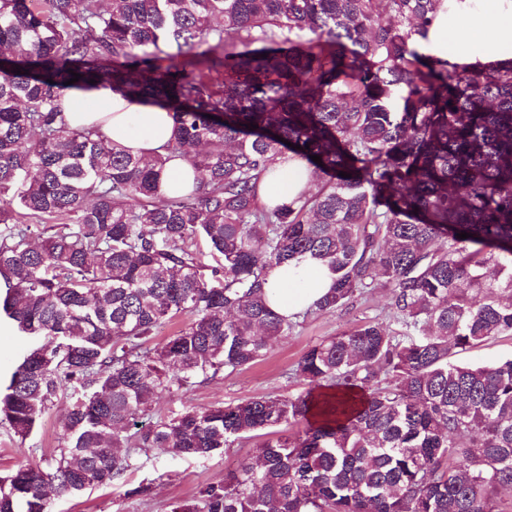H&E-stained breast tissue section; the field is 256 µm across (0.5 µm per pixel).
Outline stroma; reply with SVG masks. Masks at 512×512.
Segmentation results:
<instances>
[{
  "label": "stroma",
  "instance_id": "stroma-1",
  "mask_svg": "<svg viewBox=\"0 0 512 512\" xmlns=\"http://www.w3.org/2000/svg\"><path fill=\"white\" fill-rule=\"evenodd\" d=\"M389 294L371 288L357 295L342 309L297 318L288 335L275 342L267 355L251 367L224 372L188 390L162 394L139 424L186 411H204L214 406L236 404L266 394L295 396L307 390L306 381L295 372L303 354L313 345L350 330L370 318L388 320ZM63 430L56 415L45 416L26 440H19L0 424V476L10 473L20 458L45 464L56 455ZM258 439H242L224 453L208 458L171 457L151 449L140 454L124 483L88 489L78 494L52 496V512H169L175 502L188 501L207 483L223 480L227 470L255 455ZM146 485L143 498L127 497L129 488Z\"/></svg>",
  "mask_w": 512,
  "mask_h": 512
}]
</instances>
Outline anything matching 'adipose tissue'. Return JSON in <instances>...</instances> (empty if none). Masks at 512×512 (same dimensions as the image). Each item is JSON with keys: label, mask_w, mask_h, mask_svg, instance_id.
Listing matches in <instances>:
<instances>
[{"label": "adipose tissue", "mask_w": 512, "mask_h": 512, "mask_svg": "<svg viewBox=\"0 0 512 512\" xmlns=\"http://www.w3.org/2000/svg\"><path fill=\"white\" fill-rule=\"evenodd\" d=\"M410 47L446 67L479 69L512 60V0H437L430 23L413 35ZM64 117L72 128L93 131L150 158L172 135L173 121L165 110L126 99L101 87L69 90L63 96ZM273 178L260 188L264 200L283 204L307 185L310 171L290 156L277 159ZM269 302L286 317L313 308L332 285L329 271L318 264L293 275L277 267L268 276Z\"/></svg>", "instance_id": "1"}]
</instances>
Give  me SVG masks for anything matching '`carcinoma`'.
Instances as JSON below:
<instances>
[{
  "label": "carcinoma",
  "mask_w": 512,
  "mask_h": 512,
  "mask_svg": "<svg viewBox=\"0 0 512 512\" xmlns=\"http://www.w3.org/2000/svg\"><path fill=\"white\" fill-rule=\"evenodd\" d=\"M435 3L0 0V313L39 340L0 422L23 442L54 411L64 430L47 467L0 479V512H50L48 488L114 484L153 448L208 457L300 422L171 512H500L512 357L458 355L512 337V62L450 70L410 49ZM100 86L169 112L191 192L160 193L168 158L69 127L63 93ZM286 153L316 188L270 206L260 185ZM27 219L59 228L35 243ZM302 259L333 277L305 315L380 286L400 329L312 346L296 397L137 427L160 394L288 335L266 276Z\"/></svg>",
  "instance_id": "carcinoma-1"
}]
</instances>
